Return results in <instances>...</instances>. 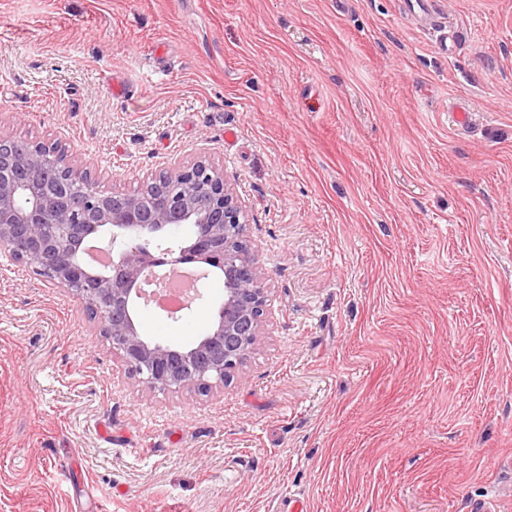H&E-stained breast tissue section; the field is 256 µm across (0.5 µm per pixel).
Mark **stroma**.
Instances as JSON below:
<instances>
[{
	"label": "stroma",
	"mask_w": 512,
	"mask_h": 512,
	"mask_svg": "<svg viewBox=\"0 0 512 512\" xmlns=\"http://www.w3.org/2000/svg\"><path fill=\"white\" fill-rule=\"evenodd\" d=\"M433 8L444 52L404 0H0V135L107 192L223 169L272 312L223 391L150 392L0 246V512H512V0Z\"/></svg>",
	"instance_id": "1"
}]
</instances>
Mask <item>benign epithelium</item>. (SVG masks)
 Wrapping results in <instances>:
<instances>
[{
	"mask_svg": "<svg viewBox=\"0 0 512 512\" xmlns=\"http://www.w3.org/2000/svg\"><path fill=\"white\" fill-rule=\"evenodd\" d=\"M15 145L0 136V245L91 306L100 334L146 389L224 388L264 336L270 288L256 255L242 245L247 213L223 171L199 159L163 171L167 181L151 194L109 196L80 186L86 172L59 162L50 146ZM199 182L208 186L203 200ZM181 224L202 231L163 249L167 262L201 263L224 279V301L206 334L189 345L143 335L139 315L140 283L156 263L151 246ZM92 240L112 246V263L94 262Z\"/></svg>",
	"mask_w": 512,
	"mask_h": 512,
	"instance_id": "obj_1",
	"label": "benign epithelium"
}]
</instances>
